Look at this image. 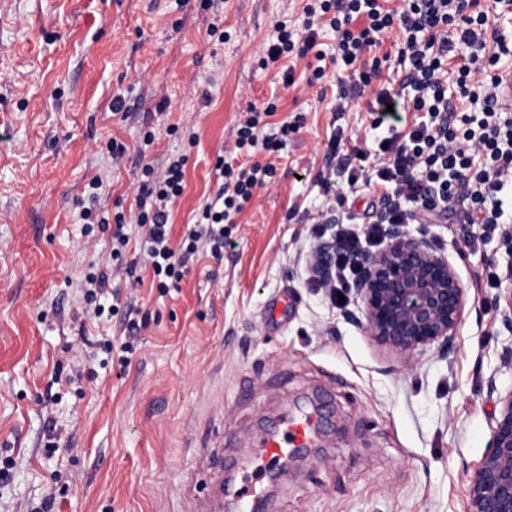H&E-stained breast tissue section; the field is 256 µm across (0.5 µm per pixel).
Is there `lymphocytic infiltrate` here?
<instances>
[{
  "label": "lymphocytic infiltrate",
  "mask_w": 512,
  "mask_h": 512,
  "mask_svg": "<svg viewBox=\"0 0 512 512\" xmlns=\"http://www.w3.org/2000/svg\"><path fill=\"white\" fill-rule=\"evenodd\" d=\"M511 13L512 0H494L488 8L480 0H403L399 10L386 8L383 0H306L301 29H289L284 21L276 24L262 48L261 65L305 60L311 85L325 77L328 66H336L343 73V91L335 111L345 112L355 98L371 92L368 110L376 129L387 126L394 112L422 115L408 129L391 131L375 151L368 183L381 189L382 206L366 235L350 227L338 229L336 295H343L356 275L349 256L360 242L382 245L385 225L449 216L465 201L471 205L470 223H504L497 195L512 185V107L500 95V61L512 55V46L499 22ZM326 29L336 35L330 55L317 48ZM393 31L399 34L400 85L408 90L404 96L375 85L381 77L378 52ZM277 110L274 99L263 108H250L237 125L235 150L279 152L289 135L299 132L304 118L295 115L280 123L277 134L264 135L267 117ZM187 162V154L176 153L163 167L143 165L136 209L128 216L94 209L103 184L90 181L89 205L82 212L86 223L115 224L112 257L116 260L128 243L125 224H137L152 282L163 291L178 287L183 279L184 255L204 248L212 255L221 254L224 226L231 215L276 174L270 161L236 167L217 160L224 187L198 211L179 253L171 245L168 220L171 206L185 189Z\"/></svg>",
  "instance_id": "f902f5d3"
}]
</instances>
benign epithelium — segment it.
Segmentation results:
<instances>
[{
  "mask_svg": "<svg viewBox=\"0 0 512 512\" xmlns=\"http://www.w3.org/2000/svg\"><path fill=\"white\" fill-rule=\"evenodd\" d=\"M505 251L487 262L500 269L496 303H504L503 326L512 332V237ZM357 277L349 292L355 310L346 318L404 364L431 349L452 348L464 318L467 289L454 264L428 235L425 225H386V241L350 257ZM311 266L317 281L330 285L336 271V233L321 239ZM498 413L488 446L470 478L468 512H512V388L497 395Z\"/></svg>",
  "mask_w": 512,
  "mask_h": 512,
  "instance_id": "obj_1",
  "label": "benign epithelium"
}]
</instances>
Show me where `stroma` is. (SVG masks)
<instances>
[{"label":"stroma","mask_w":512,"mask_h":512,"mask_svg":"<svg viewBox=\"0 0 512 512\" xmlns=\"http://www.w3.org/2000/svg\"><path fill=\"white\" fill-rule=\"evenodd\" d=\"M302 6L0 0V512H36L47 498L52 512H214L226 475L206 455L236 459L247 480L265 422L316 397L330 430L314 458L268 487L274 512H466L498 409L487 381L512 386L499 358L512 343L494 301L499 270L483 261L502 239L454 218L429 225L468 310L448 353L408 367L310 284V220L344 189L325 142L344 127L366 174L356 151L386 131L372 129L365 105L332 112L336 80L311 87L299 70L287 87L281 66H260L277 22L301 28ZM213 13L220 43L206 32ZM116 96L131 107L122 121ZM273 97L277 120L301 111L305 125L275 156V183L225 225L222 257L187 259L179 289L165 293L139 252L114 267L110 231L80 217L88 181L104 182L98 208L129 211L139 162L187 152L169 217L181 241L222 184L218 155L248 160L232 150L240 113ZM113 137L128 148L117 168L105 150ZM130 264L141 286L127 287ZM93 272L106 275L104 303L148 316L127 355L99 347L126 336L123 317L81 309Z\"/></svg>","instance_id":"35a3bbf8"}]
</instances>
